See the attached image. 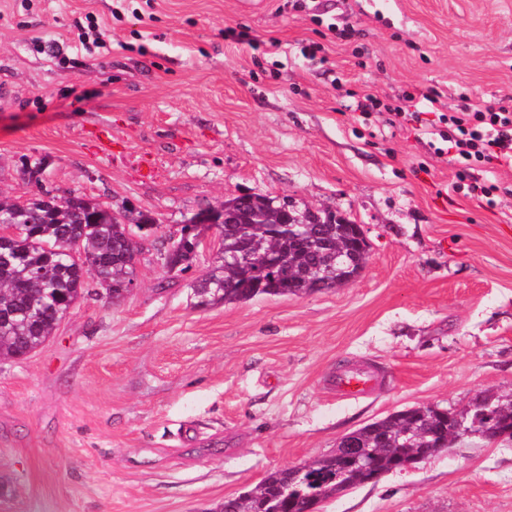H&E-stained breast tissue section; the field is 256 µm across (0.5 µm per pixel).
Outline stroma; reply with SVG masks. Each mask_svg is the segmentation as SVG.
<instances>
[{"label": "stroma", "mask_w": 512, "mask_h": 512, "mask_svg": "<svg viewBox=\"0 0 512 512\" xmlns=\"http://www.w3.org/2000/svg\"><path fill=\"white\" fill-rule=\"evenodd\" d=\"M0 0V195L160 219L133 290L0 361V512H213L395 411L512 399V167L495 206L370 93L512 110V0ZM111 41L85 48L89 22ZM360 224L369 260L301 297L195 307L171 235L241 194ZM369 363L373 393L338 399ZM321 512H512V440H456ZM378 374L370 368L343 371L336 374L330 383L336 393L345 397H358L366 394L378 384Z\"/></svg>", "instance_id": "stroma-1"}]
</instances>
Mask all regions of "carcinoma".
<instances>
[{"instance_id": "carcinoma-1", "label": "carcinoma", "mask_w": 512, "mask_h": 512, "mask_svg": "<svg viewBox=\"0 0 512 512\" xmlns=\"http://www.w3.org/2000/svg\"><path fill=\"white\" fill-rule=\"evenodd\" d=\"M229 217L212 216L218 224L219 248L208 270L192 284L200 306L247 302L260 296H302L340 288L356 279L366 266L369 245L360 225L344 218L300 209L295 203L252 195L242 203L226 200ZM302 225L304 243L284 237L283 208ZM127 215L112 205L76 193L59 202L48 189L38 188L24 204L0 199V224H20L21 232L9 242L12 272L0 280V360L20 358L41 346L69 313L70 306L90 293V282L117 289L136 277L137 255L130 248ZM194 235L182 227L166 252V265L187 266L197 255ZM279 254L291 269L285 279L280 269L266 265L269 252ZM257 270L256 283L243 276ZM451 418L448 411L411 407L354 430L352 452H332L297 469L267 473L252 495L224 500L219 512H294L299 502L318 506L363 485L376 471L360 464L374 459L380 469L400 466L421 451L433 456L450 447L460 427H477L486 441L512 429V400Z\"/></svg>"}]
</instances>
